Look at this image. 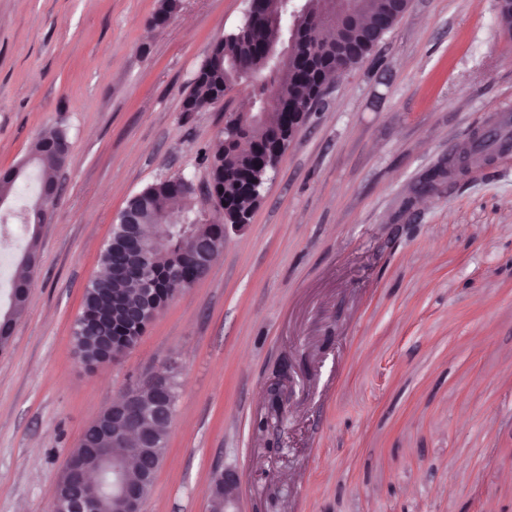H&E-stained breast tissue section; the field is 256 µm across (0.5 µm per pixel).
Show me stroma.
Returning <instances> with one entry per match:
<instances>
[{
    "label": "stroma",
    "instance_id": "obj_1",
    "mask_svg": "<svg viewBox=\"0 0 512 512\" xmlns=\"http://www.w3.org/2000/svg\"><path fill=\"white\" fill-rule=\"evenodd\" d=\"M158 7L0 0V171L47 127L71 145L48 222L7 251L37 261L0 352V512H47L86 428L171 357L179 398L142 512H210L227 467L242 512H512V160L422 189L512 106L497 0H411L207 276L90 371L71 326L115 217L157 181L208 185L224 111L250 99L183 109L242 0H180L156 26Z\"/></svg>",
    "mask_w": 512,
    "mask_h": 512
}]
</instances>
